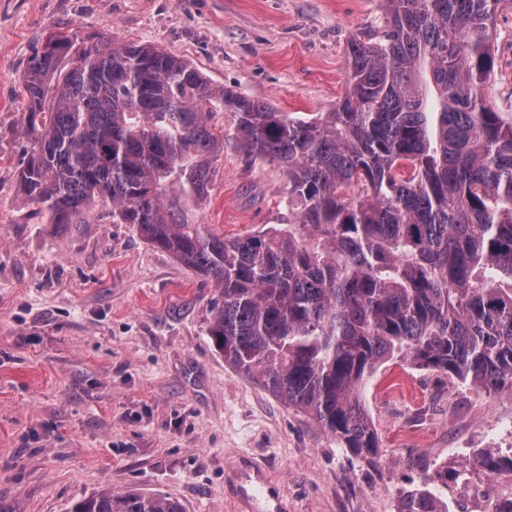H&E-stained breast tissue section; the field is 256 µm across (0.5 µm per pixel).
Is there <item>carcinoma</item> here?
I'll list each match as a JSON object with an SVG mask.
<instances>
[{
    "mask_svg": "<svg viewBox=\"0 0 512 512\" xmlns=\"http://www.w3.org/2000/svg\"><path fill=\"white\" fill-rule=\"evenodd\" d=\"M512 0H384L349 41L336 110L299 118L217 87L183 59L51 33L23 75L18 185L45 224L112 205L216 288L224 363L311 417L355 456L379 449L359 389L393 359L487 394L512 390V122L487 102L495 17ZM233 113V133L215 123ZM231 137L276 163L288 223L222 236L192 221ZM512 473V454H479ZM70 512H183L101 490ZM397 512H448L432 483Z\"/></svg>",
    "mask_w": 512,
    "mask_h": 512,
    "instance_id": "1",
    "label": "carcinoma"
}]
</instances>
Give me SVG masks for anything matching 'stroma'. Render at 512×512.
<instances>
[{"label":"stroma","instance_id":"stroma-1","mask_svg":"<svg viewBox=\"0 0 512 512\" xmlns=\"http://www.w3.org/2000/svg\"><path fill=\"white\" fill-rule=\"evenodd\" d=\"M383 14L382 0H0V512H69L103 489L184 512H397L439 469L477 474L479 450L512 447V392L390 361L363 392L378 456H354L225 364L207 278L111 208L42 223L18 187L21 80L51 32L152 45L307 116L343 99L348 43ZM493 50L486 98L512 121V7ZM218 168L196 223L231 236L287 222L278 165L228 142Z\"/></svg>","mask_w":512,"mask_h":512}]
</instances>
